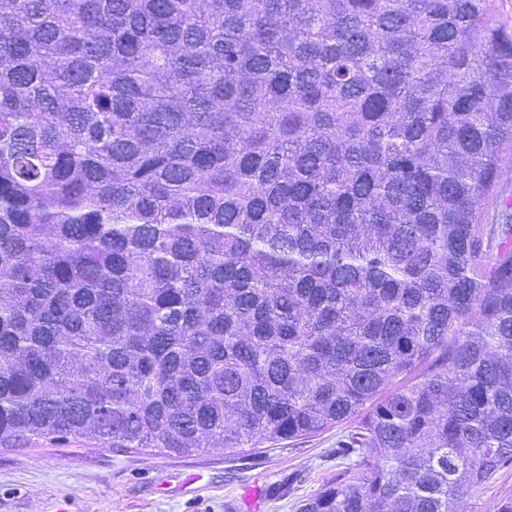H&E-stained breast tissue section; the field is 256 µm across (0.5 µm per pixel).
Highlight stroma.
Segmentation results:
<instances>
[{
  "mask_svg": "<svg viewBox=\"0 0 512 512\" xmlns=\"http://www.w3.org/2000/svg\"><path fill=\"white\" fill-rule=\"evenodd\" d=\"M344 421L323 432L241 451L192 455L102 448L85 439L0 449V512H298L347 467Z\"/></svg>",
  "mask_w": 512,
  "mask_h": 512,
  "instance_id": "35a3bbf8",
  "label": "stroma"
}]
</instances>
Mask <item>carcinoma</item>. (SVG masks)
I'll return each mask as SVG.
<instances>
[{
  "label": "carcinoma",
  "instance_id": "obj_1",
  "mask_svg": "<svg viewBox=\"0 0 512 512\" xmlns=\"http://www.w3.org/2000/svg\"><path fill=\"white\" fill-rule=\"evenodd\" d=\"M511 193L496 0H0V447L355 420L299 512H468Z\"/></svg>",
  "mask_w": 512,
  "mask_h": 512
}]
</instances>
